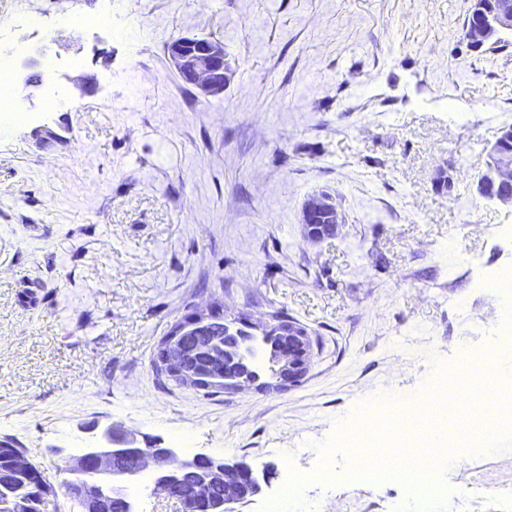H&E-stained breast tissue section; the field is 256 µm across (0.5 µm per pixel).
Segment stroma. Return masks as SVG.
Instances as JSON below:
<instances>
[{
	"instance_id": "stroma-1",
	"label": "stroma",
	"mask_w": 512,
	"mask_h": 512,
	"mask_svg": "<svg viewBox=\"0 0 512 512\" xmlns=\"http://www.w3.org/2000/svg\"><path fill=\"white\" fill-rule=\"evenodd\" d=\"M0 0V28L51 63L13 92L0 132V438L24 448L74 512L65 469L110 425L271 469L236 512H261L288 466L361 401L412 400L462 347L512 350L479 278L512 267V210L477 191L512 125V35L472 50L474 0ZM109 16L67 30L62 15ZM223 42V94L181 81L166 45ZM91 76L88 89L77 79ZM454 177L437 190L439 173ZM328 194L334 237L306 238ZM282 312L313 340L301 383L196 390L154 366L184 315ZM447 512H512V449L443 466ZM316 512H397L396 482L314 484ZM328 200V196H316L311 199L303 209L302 224H305L306 227L310 224L312 228L309 229L311 238L329 236L330 234H326V232L330 231V226L339 224L338 214L336 220V206L332 204L321 212L317 219V224H315L319 211L326 206Z\"/></svg>"
}]
</instances>
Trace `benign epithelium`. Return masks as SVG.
Here are the masks:
<instances>
[{"instance_id":"7a95c632","label":"benign epithelium","mask_w":512,"mask_h":512,"mask_svg":"<svg viewBox=\"0 0 512 512\" xmlns=\"http://www.w3.org/2000/svg\"><path fill=\"white\" fill-rule=\"evenodd\" d=\"M511 31L512 11L500 8L490 11L484 0H475L473 19L466 26V38L472 49L480 50ZM167 55L178 76L201 94L224 92L228 72L224 44L210 38L181 37L168 43ZM493 148L486 168L478 177V192L490 201L512 207V126L501 131ZM327 202L326 196L311 199L303 209L302 223H315ZM213 323L214 317L200 312L183 326L186 335L200 337V345L207 350L213 368L199 371L190 367L186 352L175 344V337L167 336L161 341L158 369L199 390L241 387L259 378L255 371L252 376L244 377L238 370L241 364L254 361L264 345L272 347L277 359L278 387L291 386L305 375L311 347L309 337L272 324L260 327L241 320L237 324H223L221 340L213 332ZM9 463L17 478L33 481L40 473L22 448L11 449ZM88 464L94 467L95 480L75 482L68 487L80 512H137L129 487L147 470L152 475L151 494L177 501L182 512H233V506L247 502L261 491L266 477V473H259L246 463L223 464L207 454L182 456L176 448L158 439L147 438L142 446L134 434L120 426L104 429L94 447L73 458L68 472H79ZM203 467L207 468L205 484L223 487L221 499L211 497L203 502L195 495L181 493V476ZM39 488L37 499L19 488L0 495V512H43L53 490L45 482Z\"/></svg>"}]
</instances>
